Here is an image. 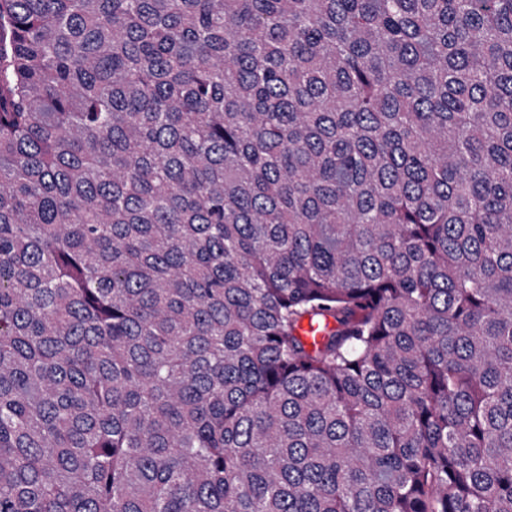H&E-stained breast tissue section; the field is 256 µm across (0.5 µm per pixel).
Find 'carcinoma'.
<instances>
[{
  "instance_id": "carcinoma-1",
  "label": "carcinoma",
  "mask_w": 512,
  "mask_h": 512,
  "mask_svg": "<svg viewBox=\"0 0 512 512\" xmlns=\"http://www.w3.org/2000/svg\"><path fill=\"white\" fill-rule=\"evenodd\" d=\"M0 512H512V0H0Z\"/></svg>"
}]
</instances>
